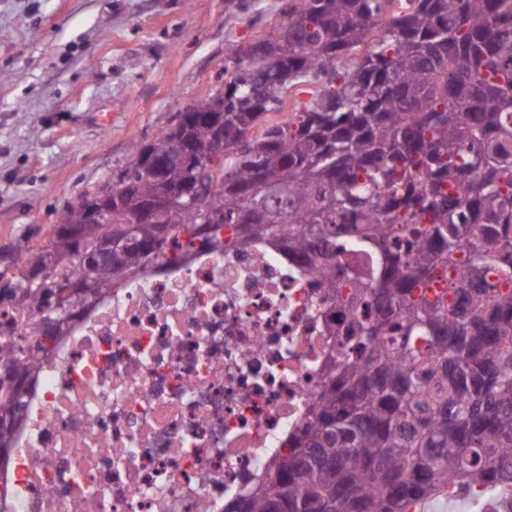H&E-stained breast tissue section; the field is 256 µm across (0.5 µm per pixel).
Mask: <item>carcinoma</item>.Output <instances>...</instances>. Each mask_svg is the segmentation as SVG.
<instances>
[{
    "label": "carcinoma",
    "mask_w": 512,
    "mask_h": 512,
    "mask_svg": "<svg viewBox=\"0 0 512 512\" xmlns=\"http://www.w3.org/2000/svg\"><path fill=\"white\" fill-rule=\"evenodd\" d=\"M286 14L229 57L224 89L134 146L103 186L112 223L71 207L22 261L0 258V297L58 307L65 264L108 236L99 293L196 242L280 236L348 312L349 339L305 429L229 512H407L450 478L511 486L512 0H288ZM300 85L310 98L269 120ZM191 185L193 204L140 223L161 188ZM339 241L356 258L343 274ZM0 351L14 366L0 410L16 416L37 359Z\"/></svg>",
    "instance_id": "carcinoma-1"
}]
</instances>
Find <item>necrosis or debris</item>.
<instances>
[{
	"label": "necrosis or debris",
	"mask_w": 512,
	"mask_h": 512,
	"mask_svg": "<svg viewBox=\"0 0 512 512\" xmlns=\"http://www.w3.org/2000/svg\"><path fill=\"white\" fill-rule=\"evenodd\" d=\"M0 454V512H224L303 427L346 317L275 239L191 248L47 339Z\"/></svg>",
	"instance_id": "necrosis-or-debris-1"
}]
</instances>
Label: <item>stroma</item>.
Masks as SVG:
<instances>
[{
    "mask_svg": "<svg viewBox=\"0 0 512 512\" xmlns=\"http://www.w3.org/2000/svg\"><path fill=\"white\" fill-rule=\"evenodd\" d=\"M288 0H0V248L38 244L224 84Z\"/></svg>",
    "mask_w": 512,
    "mask_h": 512,
    "instance_id": "1",
    "label": "stroma"
}]
</instances>
